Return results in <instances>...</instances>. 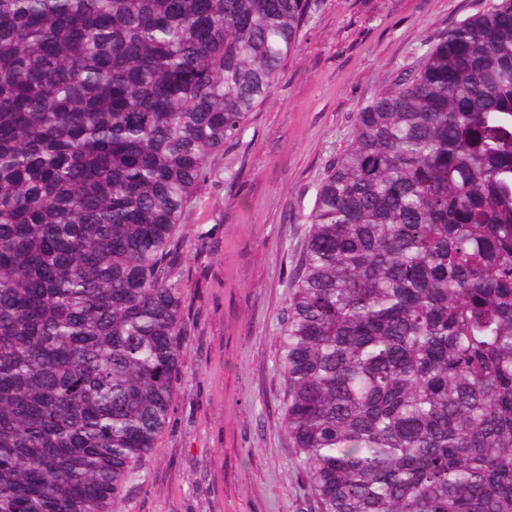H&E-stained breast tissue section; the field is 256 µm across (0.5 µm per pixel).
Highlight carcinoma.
Here are the masks:
<instances>
[{
    "mask_svg": "<svg viewBox=\"0 0 512 512\" xmlns=\"http://www.w3.org/2000/svg\"><path fill=\"white\" fill-rule=\"evenodd\" d=\"M316 0H0V512H109L165 428L163 278ZM317 188L283 317L319 512H512V0L421 43Z\"/></svg>",
    "mask_w": 512,
    "mask_h": 512,
    "instance_id": "carcinoma-1",
    "label": "carcinoma"
}]
</instances>
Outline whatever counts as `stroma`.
<instances>
[{
    "label": "stroma",
    "instance_id": "obj_1",
    "mask_svg": "<svg viewBox=\"0 0 512 512\" xmlns=\"http://www.w3.org/2000/svg\"><path fill=\"white\" fill-rule=\"evenodd\" d=\"M490 0H317L270 99L208 161L164 278L183 309L181 375L154 451L111 512H318L284 430L282 315L316 189L356 110L421 63L423 39Z\"/></svg>",
    "mask_w": 512,
    "mask_h": 512
}]
</instances>
